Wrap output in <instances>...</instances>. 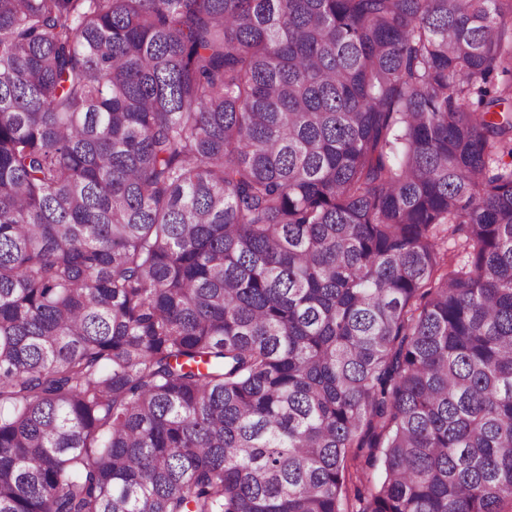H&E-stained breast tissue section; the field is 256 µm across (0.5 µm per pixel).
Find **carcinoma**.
I'll return each instance as SVG.
<instances>
[{
	"mask_svg": "<svg viewBox=\"0 0 512 512\" xmlns=\"http://www.w3.org/2000/svg\"><path fill=\"white\" fill-rule=\"evenodd\" d=\"M511 104L512 0H0V512H512Z\"/></svg>",
	"mask_w": 512,
	"mask_h": 512,
	"instance_id": "cac0c4a2",
	"label": "carcinoma"
}]
</instances>
